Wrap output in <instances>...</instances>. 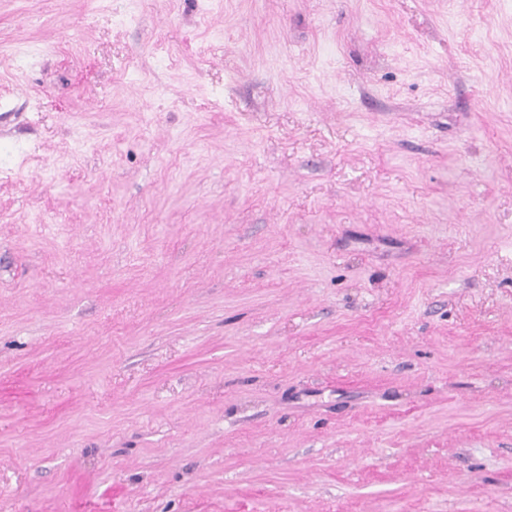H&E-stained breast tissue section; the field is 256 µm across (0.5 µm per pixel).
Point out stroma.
I'll use <instances>...</instances> for the list:
<instances>
[{
	"instance_id": "stroma-1",
	"label": "stroma",
	"mask_w": 512,
	"mask_h": 512,
	"mask_svg": "<svg viewBox=\"0 0 512 512\" xmlns=\"http://www.w3.org/2000/svg\"><path fill=\"white\" fill-rule=\"evenodd\" d=\"M0 512H512V0H0Z\"/></svg>"
}]
</instances>
